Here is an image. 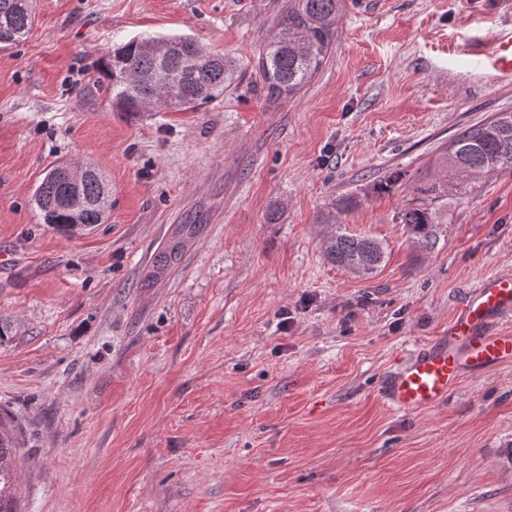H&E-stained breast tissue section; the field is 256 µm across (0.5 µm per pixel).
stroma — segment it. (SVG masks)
<instances>
[{"label":"stroma","mask_w":512,"mask_h":512,"mask_svg":"<svg viewBox=\"0 0 512 512\" xmlns=\"http://www.w3.org/2000/svg\"><path fill=\"white\" fill-rule=\"evenodd\" d=\"M0 50V414L20 442L17 512H512V364L441 406L392 409L383 380L444 334L479 281L512 274V168L424 196L465 128L512 112L468 50L512 0H349L299 95L256 68L284 0H36ZM187 34L234 67L195 111H113L96 63ZM112 191L67 237L33 194L56 164ZM430 209L432 250L402 215ZM180 224L179 264L147 281ZM381 242L363 276L337 228ZM331 263L365 276L373 275L384 261V249L375 239L366 235L338 231L326 247Z\"/></svg>","instance_id":"stroma-1"}]
</instances>
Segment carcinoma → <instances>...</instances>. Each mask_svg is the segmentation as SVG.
I'll list each match as a JSON object with an SVG mask.
<instances>
[{"mask_svg":"<svg viewBox=\"0 0 512 512\" xmlns=\"http://www.w3.org/2000/svg\"><path fill=\"white\" fill-rule=\"evenodd\" d=\"M346 0H287L277 32L269 40L258 62L269 99L292 98L320 71L334 42ZM36 21L34 0H0V49L22 42ZM97 70L106 80L115 112H140L154 102L170 111L195 109L224 95L232 73L224 54L208 49L190 36L146 35L132 39L102 58ZM450 183L458 194L467 193V183L506 167H512V112L473 125L455 137L445 157ZM67 186L50 170L34 193V204L44 223L73 237L82 227L57 208ZM89 201L80 213L83 227L101 224L111 208L110 192L100 169L91 164L81 184ZM416 243L434 247L436 224L428 209L403 213ZM181 242L172 241L156 257L154 268L163 272L173 267ZM331 263L365 276L374 274L384 261V249L375 239L346 230L333 236L326 247ZM16 442L6 432L0 416V512H13L6 499L11 494L14 473L10 460Z\"/></svg>","mask_w":512,"mask_h":512,"instance_id":"1","label":"carcinoma"}]
</instances>
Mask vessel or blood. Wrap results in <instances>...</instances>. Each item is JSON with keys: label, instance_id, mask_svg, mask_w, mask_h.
<instances>
[{"label": "vessel or blood", "instance_id": "obj_1", "mask_svg": "<svg viewBox=\"0 0 512 512\" xmlns=\"http://www.w3.org/2000/svg\"><path fill=\"white\" fill-rule=\"evenodd\" d=\"M472 68L512 80V34L490 48L469 52ZM512 317V276L481 280L448 325L447 333L416 349L389 376L382 396L392 407L414 412L443 404L465 377L512 363V332L500 329Z\"/></svg>", "mask_w": 512, "mask_h": 512}]
</instances>
